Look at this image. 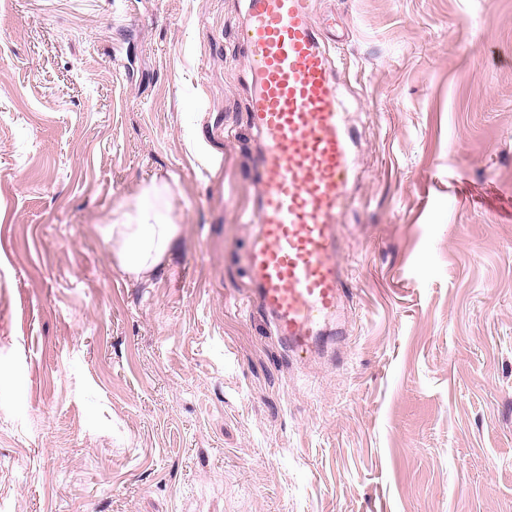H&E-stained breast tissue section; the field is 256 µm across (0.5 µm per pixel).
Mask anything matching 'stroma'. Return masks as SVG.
I'll return each mask as SVG.
<instances>
[{
    "label": "stroma",
    "mask_w": 512,
    "mask_h": 512,
    "mask_svg": "<svg viewBox=\"0 0 512 512\" xmlns=\"http://www.w3.org/2000/svg\"><path fill=\"white\" fill-rule=\"evenodd\" d=\"M356 129L342 336L247 284L242 0H0V512H512V0H313ZM150 281L99 232L143 180ZM169 193L166 180L156 176L145 180L100 226L111 244L114 264L131 279L149 281L168 261L178 233L166 200Z\"/></svg>",
    "instance_id": "35a3bbf8"
}]
</instances>
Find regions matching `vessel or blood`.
Listing matches in <instances>:
<instances>
[{
    "label": "vessel or blood",
    "mask_w": 512,
    "mask_h": 512,
    "mask_svg": "<svg viewBox=\"0 0 512 512\" xmlns=\"http://www.w3.org/2000/svg\"><path fill=\"white\" fill-rule=\"evenodd\" d=\"M241 30L260 142L259 226L244 256L258 303L295 355L322 352L348 288L338 260L355 136L310 0H245Z\"/></svg>",
    "instance_id": "vessel-or-blood-1"
}]
</instances>
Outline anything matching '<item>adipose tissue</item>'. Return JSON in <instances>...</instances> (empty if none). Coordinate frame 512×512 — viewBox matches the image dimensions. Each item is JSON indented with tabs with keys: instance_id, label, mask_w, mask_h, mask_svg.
I'll list each match as a JSON object with an SVG mask.
<instances>
[{
	"instance_id": "1",
	"label": "adipose tissue",
	"mask_w": 512,
	"mask_h": 512,
	"mask_svg": "<svg viewBox=\"0 0 512 512\" xmlns=\"http://www.w3.org/2000/svg\"><path fill=\"white\" fill-rule=\"evenodd\" d=\"M169 193L166 180L153 177L141 182L100 228L115 265L129 278L150 280L170 255L178 227Z\"/></svg>"
}]
</instances>
